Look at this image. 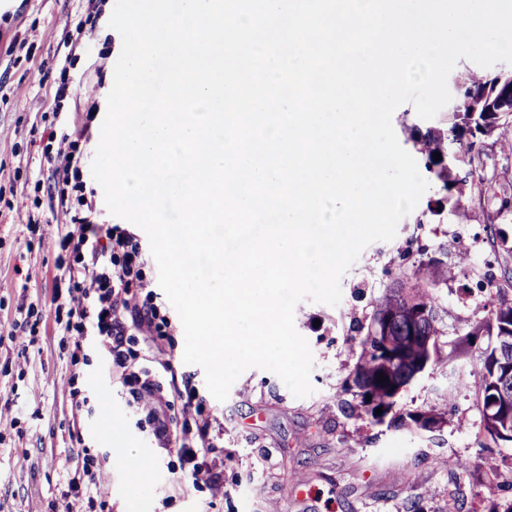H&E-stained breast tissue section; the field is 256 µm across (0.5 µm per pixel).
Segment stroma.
<instances>
[{"label": "stroma", "mask_w": 512, "mask_h": 512, "mask_svg": "<svg viewBox=\"0 0 512 512\" xmlns=\"http://www.w3.org/2000/svg\"><path fill=\"white\" fill-rule=\"evenodd\" d=\"M114 0L88 19L89 0H9L0 9V512H485L489 499L512 497V468L501 465L512 445L494 444L482 428L477 392L481 353L489 339L467 340L471 324L490 318L488 276L512 275V149L499 136L480 139L472 153L478 170L457 167L460 204L433 173L418 206L391 241L363 249L340 280L342 299L330 306L304 300L295 308L299 334L311 347V395L295 397L275 374L250 368L226 401L207 390L200 366L183 361L180 318L158 284L146 233L112 215L93 179L91 164L107 110L122 40L108 21ZM69 93L56 103L55 90ZM454 104L424 120L412 105L397 108L392 125L400 144L416 153V137L448 129ZM80 142L81 169L92 191L94 222L119 226L138 246L144 286L135 300L160 306L168 321L157 349L147 337L133 348L148 355L164 387H190L194 406L175 400L170 432L206 419L224 427V446L206 465L224 466V480L183 493L173 482L182 465L154 435L147 407L132 408L127 385L103 370L104 349L85 342L75 352L69 320L74 264L59 232L71 216L52 189L55 165L44 155L50 135ZM493 181V197L473 191L475 176ZM504 232L492 240L491 230ZM467 254L436 297L441 334L434 361L397 396L399 409L447 406L439 430L410 433L346 416L362 347V325L395 280L418 262H454ZM88 403L71 406V391ZM87 451L104 458L111 476L95 508L65 497L64 465Z\"/></svg>", "instance_id": "35a3bbf8"}]
</instances>
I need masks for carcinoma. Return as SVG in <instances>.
<instances>
[{
    "label": "carcinoma",
    "instance_id": "cac0c4a2",
    "mask_svg": "<svg viewBox=\"0 0 512 512\" xmlns=\"http://www.w3.org/2000/svg\"><path fill=\"white\" fill-rule=\"evenodd\" d=\"M494 78L471 75L462 83V94H481ZM448 132L427 133L417 140L420 153L426 155V167L444 184L448 191L458 185L455 168L434 160L433 154L442 152L446 142L455 145L459 162H473L469 153L474 140L500 132L506 139L512 126V115L498 116L488 112H456ZM415 283L406 286L398 280L389 287L376 309L373 324L380 327L374 333L370 327L362 340V353L355 366V403L340 406L343 413L353 415L360 411L376 423L390 418V424L410 432L433 431L445 420L448 411L436 409L398 410L395 397L415 376L424 371L436 350L440 334L436 317L435 298L429 287L448 283V265L432 258L420 263L413 272ZM488 330L498 337L494 347L483 357L481 392L483 429L494 441L512 443V302L497 304L494 322ZM403 348V353L392 359L386 355L388 346ZM385 374L386 382H378L377 374ZM382 413L375 414V409Z\"/></svg>",
    "mask_w": 512,
    "mask_h": 512
}]
</instances>
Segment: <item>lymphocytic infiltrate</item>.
<instances>
[{
  "instance_id": "obj_1",
  "label": "lymphocytic infiltrate",
  "mask_w": 512,
  "mask_h": 512,
  "mask_svg": "<svg viewBox=\"0 0 512 512\" xmlns=\"http://www.w3.org/2000/svg\"><path fill=\"white\" fill-rule=\"evenodd\" d=\"M74 152H57L58 179L55 188L61 200L72 201V223L78 226L76 247L88 257L81 267H67L75 286L71 314L73 329L79 339L100 342L112 368H127L131 350L130 333L135 329L152 328L160 317L154 305L133 304L134 291L141 285L140 255L125 234L109 224L91 220L92 203L85 193L82 170L74 162ZM194 434H186L178 442L177 452L185 464L176 482L179 489L199 481L217 485L224 479L221 467L202 468L200 456L215 445L209 421L195 425Z\"/></svg>"
}]
</instances>
